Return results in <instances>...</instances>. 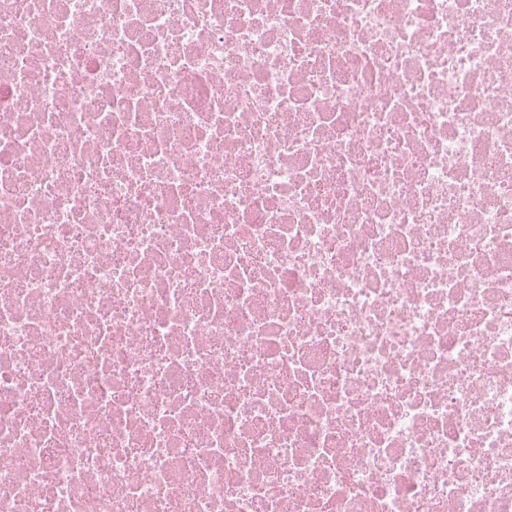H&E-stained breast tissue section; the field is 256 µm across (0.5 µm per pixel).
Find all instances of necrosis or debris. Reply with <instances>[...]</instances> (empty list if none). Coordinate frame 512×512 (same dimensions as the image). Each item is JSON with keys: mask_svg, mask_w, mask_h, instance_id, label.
<instances>
[{"mask_svg": "<svg viewBox=\"0 0 512 512\" xmlns=\"http://www.w3.org/2000/svg\"><path fill=\"white\" fill-rule=\"evenodd\" d=\"M0 512H512V0H0Z\"/></svg>", "mask_w": 512, "mask_h": 512, "instance_id": "1", "label": "necrosis or debris"}]
</instances>
